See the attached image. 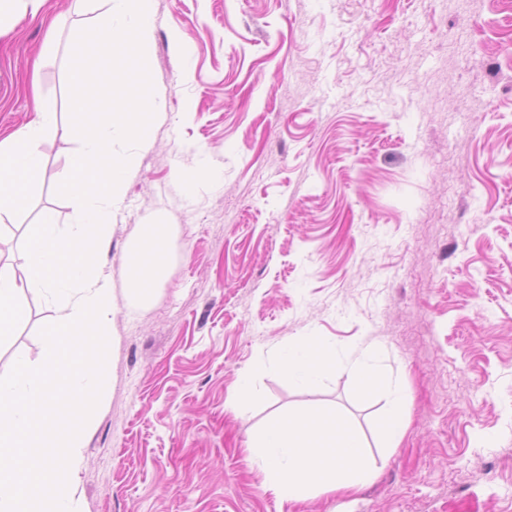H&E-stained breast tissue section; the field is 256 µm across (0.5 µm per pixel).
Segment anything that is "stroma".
<instances>
[{"label":"stroma","mask_w":512,"mask_h":512,"mask_svg":"<svg viewBox=\"0 0 512 512\" xmlns=\"http://www.w3.org/2000/svg\"><path fill=\"white\" fill-rule=\"evenodd\" d=\"M150 141L112 215L107 398L74 482L82 512H512V0H154ZM97 0H45L0 36V140L51 100L70 124L68 66ZM188 47L181 55L177 44ZM80 143L49 137L28 208L0 226L23 268ZM221 184L197 178L201 163ZM194 178L192 192L183 181ZM148 224L169 230L148 304L122 275ZM0 345L38 362L51 296ZM314 342L333 368L301 386L278 349ZM406 391L387 447V396ZM251 392L229 401L240 376ZM329 409L377 477L279 503L247 445L275 414ZM357 386L364 396L382 388L383 383L378 372L367 362L352 367ZM389 401L380 421V432L391 448L398 446L407 425L405 411L406 395L395 389H388Z\"/></svg>","instance_id":"stroma-1"}]
</instances>
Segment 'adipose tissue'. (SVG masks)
I'll return each instance as SVG.
<instances>
[{"label": "adipose tissue", "instance_id": "adipose-tissue-1", "mask_svg": "<svg viewBox=\"0 0 512 512\" xmlns=\"http://www.w3.org/2000/svg\"><path fill=\"white\" fill-rule=\"evenodd\" d=\"M167 255L165 225H149L125 264L128 292L138 302L152 298ZM277 356L282 369L304 383L318 382L332 367L326 352L307 343L278 351ZM247 461L259 466L265 489L287 502L307 495L350 493L376 475L358 435L333 411L276 415L251 441Z\"/></svg>", "mask_w": 512, "mask_h": 512}]
</instances>
